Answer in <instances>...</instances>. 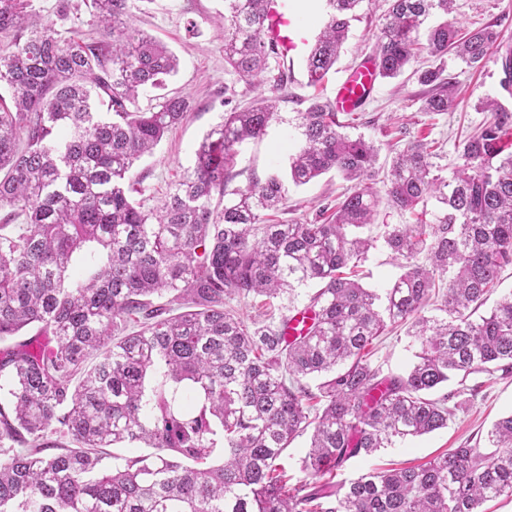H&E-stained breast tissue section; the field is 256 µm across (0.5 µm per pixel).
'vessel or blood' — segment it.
Segmentation results:
<instances>
[{
    "label": "vessel or blood",
    "instance_id": "1",
    "mask_svg": "<svg viewBox=\"0 0 512 512\" xmlns=\"http://www.w3.org/2000/svg\"><path fill=\"white\" fill-rule=\"evenodd\" d=\"M264 36L267 44L288 65L289 70L302 69L310 55L313 33L303 25L288 0H265ZM377 72L367 63L350 69L336 83L334 109L347 114L359 111L375 91Z\"/></svg>",
    "mask_w": 512,
    "mask_h": 512
}]
</instances>
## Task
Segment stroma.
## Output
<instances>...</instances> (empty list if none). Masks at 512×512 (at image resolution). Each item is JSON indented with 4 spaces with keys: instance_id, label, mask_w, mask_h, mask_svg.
<instances>
[{
    "instance_id": "35a3bbf8",
    "label": "stroma",
    "mask_w": 512,
    "mask_h": 512,
    "mask_svg": "<svg viewBox=\"0 0 512 512\" xmlns=\"http://www.w3.org/2000/svg\"><path fill=\"white\" fill-rule=\"evenodd\" d=\"M387 8V0H363L345 49L322 85L309 86L300 74L289 77L285 96L264 136L240 146L230 188H243L253 180L286 170L288 158L299 144V112L316 94L324 102H332L337 81L371 53ZM223 10L224 0H137L132 10L133 23L166 44L179 59L178 73L167 80L166 93L187 96L196 104L195 111L172 128L152 154L134 163L131 178L138 182L143 198L162 197L193 167L203 137L223 121L229 110L230 104L224 102L225 90L234 91L233 102L237 104L254 101L261 95L260 90L240 81L224 64V40L217 26V17ZM453 15L466 28L495 25L504 43L512 45V0H455ZM431 64V59L425 57L398 78L378 79L373 100L356 112L357 132L379 148L378 167L387 168L394 152L425 136L437 143V163L442 176H449L462 162V140L486 118L485 113L476 109L478 100L494 96L512 109V95L499 84L500 65L496 59H489L477 72L452 59L448 70L456 81V110L439 115L421 112L419 97L424 88L415 73ZM346 187L343 177L334 172L305 186H289L287 203L278 218L285 223L311 221L319 209L333 205ZM412 221L410 214L400 212L388 201L380 202L374 224L364 231L365 236L376 241L364 265V285L380 291L399 274L401 261L384 246L380 236L385 225ZM407 330V325L402 324L382 337L373 363L387 372H404L412 358ZM467 384L477 387L478 393L467 398L447 428L413 439L401 448H386L369 457L354 458L338 472V480H349L373 469L419 465L451 448L485 447L486 435L495 420L512 412V373H498L491 378L478 374L471 376Z\"/></svg>"
}]
</instances>
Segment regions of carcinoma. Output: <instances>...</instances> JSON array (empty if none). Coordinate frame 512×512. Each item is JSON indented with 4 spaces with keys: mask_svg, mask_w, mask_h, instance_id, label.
I'll list each match as a JSON object with an SVG mask.
<instances>
[{
    "mask_svg": "<svg viewBox=\"0 0 512 512\" xmlns=\"http://www.w3.org/2000/svg\"><path fill=\"white\" fill-rule=\"evenodd\" d=\"M83 2L99 39L58 33L73 0H57L52 17L33 0H0V89L14 104L0 98V342L34 324L47 337L0 354V512H484L512 499V413L484 448L335 481L352 458L447 427L460 392L439 393L444 383L512 371V292L479 313L512 266V110L480 101L490 117L462 141L463 163L446 179L430 142L395 153L387 201L416 223L385 225L405 263L379 295L357 280L374 247L359 231L380 203L378 148L344 132L317 97L299 113L286 176L228 189L237 147L261 138L277 112L279 97L263 96L225 114L156 205L134 202L135 161L193 105L171 96L138 108L177 73L178 57L131 22L133 0ZM361 2L325 0L309 84L336 65ZM388 2L378 75L394 79L425 54L437 65L418 75L428 87L421 111L454 110L448 56L478 71L500 33H461L448 19L453 0ZM220 19L225 65L282 90L263 0H224ZM330 170L350 182L335 209L311 224L269 218L285 181L303 186ZM432 198L439 212L427 221ZM312 282L315 316L299 336H283L286 315L249 324L232 306L290 299ZM399 322L414 361L386 373L371 354ZM308 431L312 481L291 485L281 456ZM136 444L154 452L107 463V449Z\"/></svg>",
    "mask_w": 512,
    "mask_h": 512,
    "instance_id": "cac0c4a2",
    "label": "carcinoma"
}]
</instances>
